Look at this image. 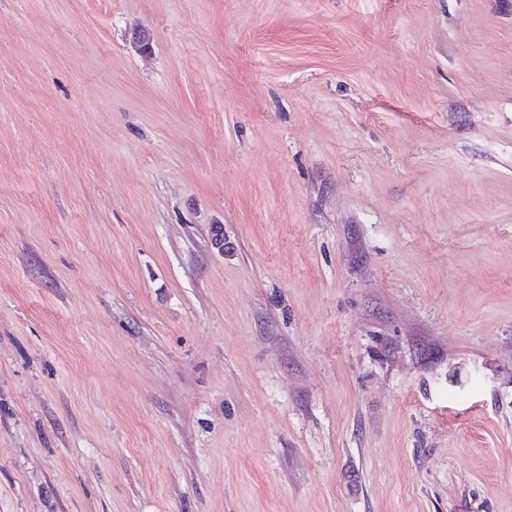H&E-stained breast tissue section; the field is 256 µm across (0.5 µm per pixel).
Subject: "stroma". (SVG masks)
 Here are the masks:
<instances>
[{
    "instance_id": "35a3bbf8",
    "label": "stroma",
    "mask_w": 512,
    "mask_h": 512,
    "mask_svg": "<svg viewBox=\"0 0 512 512\" xmlns=\"http://www.w3.org/2000/svg\"><path fill=\"white\" fill-rule=\"evenodd\" d=\"M0 512H512V0H0Z\"/></svg>"
}]
</instances>
